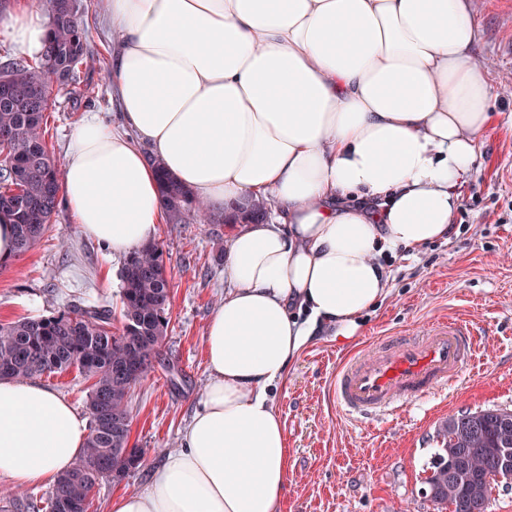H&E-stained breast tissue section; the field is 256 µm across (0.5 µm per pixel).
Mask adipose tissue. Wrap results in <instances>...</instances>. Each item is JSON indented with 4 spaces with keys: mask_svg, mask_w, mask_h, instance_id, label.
<instances>
[{
    "mask_svg": "<svg viewBox=\"0 0 512 512\" xmlns=\"http://www.w3.org/2000/svg\"><path fill=\"white\" fill-rule=\"evenodd\" d=\"M118 36L123 131L88 119L62 193L81 230L128 254L165 218L158 167L210 210L268 199L237 227L204 336L201 406L110 512H280L288 444L270 390L318 326L348 342L387 293L380 258L445 238L492 122L469 0H102ZM39 0L0 15L27 54ZM87 419L34 379L0 380V479L52 485Z\"/></svg>",
    "mask_w": 512,
    "mask_h": 512,
    "instance_id": "ef3b65f1",
    "label": "adipose tissue"
}]
</instances>
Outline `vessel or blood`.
I'll use <instances>...</instances> for the list:
<instances>
[{
	"label": "vessel or blood",
	"mask_w": 512,
	"mask_h": 512,
	"mask_svg": "<svg viewBox=\"0 0 512 512\" xmlns=\"http://www.w3.org/2000/svg\"><path fill=\"white\" fill-rule=\"evenodd\" d=\"M478 343L469 321L451 317L420 333L380 341L350 355L336 373L333 399L346 416L366 420L392 413L457 383Z\"/></svg>",
	"instance_id": "obj_1"
}]
</instances>
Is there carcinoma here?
<instances>
[{"label": "carcinoma", "mask_w": 512, "mask_h": 512, "mask_svg": "<svg viewBox=\"0 0 512 512\" xmlns=\"http://www.w3.org/2000/svg\"><path fill=\"white\" fill-rule=\"evenodd\" d=\"M49 36L36 67L24 60L0 65L9 81L0 88V215L15 229L16 253L21 254L47 231L58 204L64 174L50 156L44 137L51 109L40 83L58 77L76 80L90 60L88 44L76 14V0H46ZM161 201L172 223L190 212L206 221L207 207L174 181L163 166ZM122 329L112 331V309L106 305L68 309L49 316L0 324V380L26 379L75 368L92 380L88 395L90 434L79 460L58 478L45 504L29 501V512H89L100 477L96 465L121 482L136 469L145 451L130 443L128 399L131 390L154 367L167 334L170 285L162 249L147 244L132 252L121 271ZM502 408L481 410L473 426L445 419L436 435L438 444L430 470L443 483L431 498L435 512H467L475 496L489 495L482 485L448 482V449H473L472 464L482 471L493 463L495 451L512 449V422L500 421Z\"/></svg>", "instance_id": "1"}]
</instances>
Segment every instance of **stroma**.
Masks as SVG:
<instances>
[{
  "label": "stroma",
  "instance_id": "1",
  "mask_svg": "<svg viewBox=\"0 0 512 512\" xmlns=\"http://www.w3.org/2000/svg\"><path fill=\"white\" fill-rule=\"evenodd\" d=\"M480 28L474 63L490 85L495 122L481 143L447 239L387 262L390 292L369 311L354 339L331 330L313 336L271 393L284 421L290 473L281 512H433L422 480L436 452V432L464 410L512 409V0H470ZM78 21L98 62L76 82L52 89L45 140L63 164L73 131L95 114L119 127L112 100V48L117 40L99 0H78ZM227 226L188 217L160 224L155 237L170 282L169 325L161 362L129 399L131 441L141 464L119 483L96 489V512L113 496L134 491L161 458L181 446V431L199 407L210 371L207 323L224 299ZM124 257L85 235L58 206L45 235L0 264V322L49 316L70 304L107 305L120 329ZM459 315L479 332V350L462 382L404 407L398 416L364 425L343 416L329 391L345 355L380 338L412 333L443 315Z\"/></svg>",
  "mask_w": 512,
  "mask_h": 512
}]
</instances>
